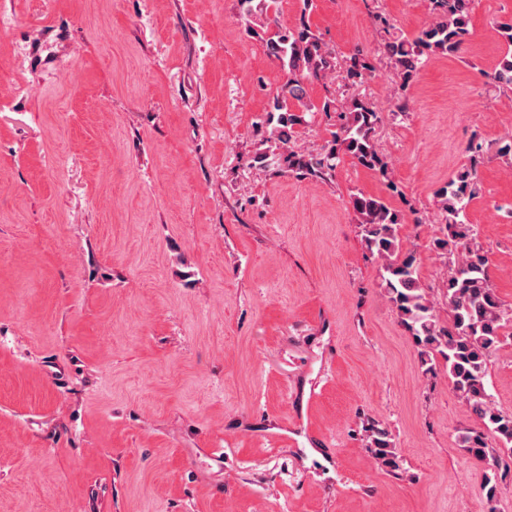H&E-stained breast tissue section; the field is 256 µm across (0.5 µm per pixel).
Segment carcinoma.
<instances>
[{
  "instance_id": "1",
  "label": "carcinoma",
  "mask_w": 512,
  "mask_h": 512,
  "mask_svg": "<svg viewBox=\"0 0 512 512\" xmlns=\"http://www.w3.org/2000/svg\"><path fill=\"white\" fill-rule=\"evenodd\" d=\"M247 21V32H254L253 20L271 10L276 0H239ZM433 19L413 39L396 37L383 45V52L396 71L402 95L392 112L409 111L407 90L425 62L436 56L458 57L470 36L471 0H430ZM268 54L278 60L285 80L273 97L267 124L270 136L261 140L251 157V165L271 167L305 179L326 182L333 178L343 155L349 154L363 167L378 173L389 191L401 193L393 180L386 157L375 144L379 112L365 97L352 95L339 102L326 98L315 103L308 98V86L340 73L347 84H361L375 70L371 57L355 50L343 60L322 41L307 22L297 29L279 27L265 42ZM487 83L512 92V52L506 53L490 72H482ZM321 112L334 115L336 131L324 152L307 158L282 151L295 126L306 123L305 115ZM489 147L472 138L465 147L469 164L462 166L436 193V205L443 227L432 241L436 249L448 253V277L442 299L448 309V321L441 323L435 302L421 282L416 257L404 254L399 229L401 214L382 198L356 193L350 204L357 216L366 250L383 261L381 281L400 323L420 347L422 364L434 372L435 361L443 366L452 390L473 417L475 426L459 431V447L477 462L487 466L483 484L490 512H497L499 479L508 474L500 452L512 453V413L495 407L488 393L491 357L503 344L507 328L512 327V312L490 284L489 258L478 241L473 225L465 221V208L480 191L478 162ZM368 447L379 465L397 479L404 469L387 427L368 418L363 424Z\"/></svg>"
}]
</instances>
